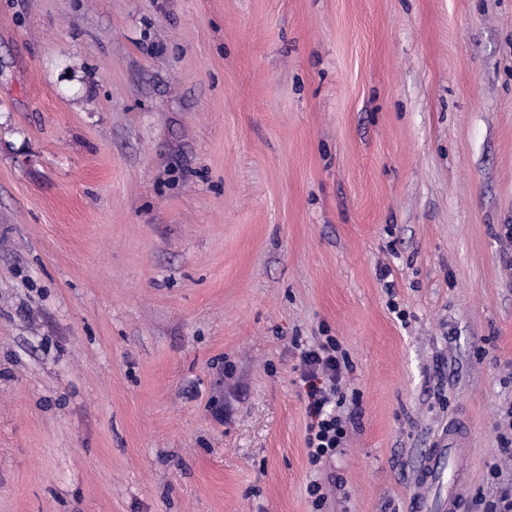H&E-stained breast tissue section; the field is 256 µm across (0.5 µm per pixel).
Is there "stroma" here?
I'll return each mask as SVG.
<instances>
[{"label":"stroma","mask_w":512,"mask_h":512,"mask_svg":"<svg viewBox=\"0 0 512 512\" xmlns=\"http://www.w3.org/2000/svg\"><path fill=\"white\" fill-rule=\"evenodd\" d=\"M506 437L512 0H0V512H483ZM347 367L345 353L330 338L300 352L297 369L301 379L310 384L309 410L313 422L308 429L306 443L311 463L317 464L331 456L346 437L345 422L336 414V407L342 403L340 385ZM319 378L323 380L322 387L315 384Z\"/></svg>","instance_id":"stroma-1"}]
</instances>
